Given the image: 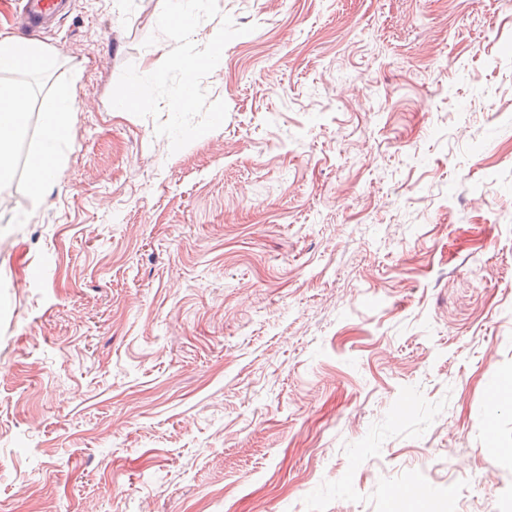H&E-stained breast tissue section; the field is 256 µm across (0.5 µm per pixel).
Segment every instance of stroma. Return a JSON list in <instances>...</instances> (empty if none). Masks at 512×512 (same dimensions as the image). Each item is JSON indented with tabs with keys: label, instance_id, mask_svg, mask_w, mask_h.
I'll return each instance as SVG.
<instances>
[{
	"label": "stroma",
	"instance_id": "35a3bbf8",
	"mask_svg": "<svg viewBox=\"0 0 512 512\" xmlns=\"http://www.w3.org/2000/svg\"><path fill=\"white\" fill-rule=\"evenodd\" d=\"M162 4L71 0L0 72V512H512V7L218 0L197 45L253 31L174 153L110 104ZM49 57L38 45L12 37L0 38V70L34 71L46 67ZM30 89L19 81H0V180L14 163V150L29 117ZM72 93L58 92L41 114V135L38 146L29 155L30 191L37 201L60 182L63 168L61 152L70 137V123L77 112Z\"/></svg>",
	"mask_w": 512,
	"mask_h": 512
}]
</instances>
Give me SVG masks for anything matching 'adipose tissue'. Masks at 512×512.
<instances>
[{"label": "adipose tissue", "mask_w": 512, "mask_h": 512, "mask_svg": "<svg viewBox=\"0 0 512 512\" xmlns=\"http://www.w3.org/2000/svg\"><path fill=\"white\" fill-rule=\"evenodd\" d=\"M48 63L49 57L40 46L12 37L0 38V70L34 71ZM29 100L27 84L0 81V177L13 166L17 138L28 122ZM76 110L73 94L61 91L41 115L40 140L28 158L33 199H40L62 177L61 152L69 140Z\"/></svg>", "instance_id": "1"}]
</instances>
